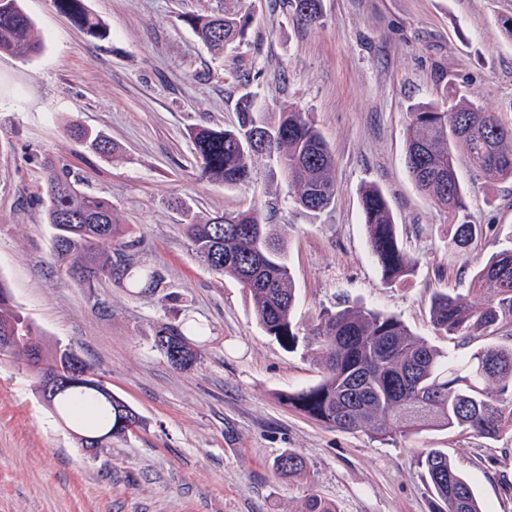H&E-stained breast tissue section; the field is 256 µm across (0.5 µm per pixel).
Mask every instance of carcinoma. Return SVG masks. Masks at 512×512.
<instances>
[{"label":"carcinoma","instance_id":"obj_1","mask_svg":"<svg viewBox=\"0 0 512 512\" xmlns=\"http://www.w3.org/2000/svg\"><path fill=\"white\" fill-rule=\"evenodd\" d=\"M295 12L314 20L321 0H287ZM88 36L100 38L106 27L91 14L84 0H54ZM187 24L208 49L245 38V15H190ZM42 49L35 25L20 0H0V53L28 59ZM442 103L414 107L407 123L405 164L417 190L455 221L466 210V194L456 164L462 149L475 175L487 181L512 179V126L494 113L457 93L443 92ZM239 123L232 128H198L194 132L201 178L214 183L244 184L251 178L256 157L275 154L287 173L292 202L312 212L326 210L336 196V161L307 113L290 109L270 121L256 98L243 96ZM70 135L88 150L111 159L116 147L103 133L77 122ZM265 138L256 151L253 137ZM43 194L45 220L52 250L65 273L89 287L103 279L122 280L144 291L157 285L155 271L126 259L112 203L84 191L66 169L48 162ZM370 251L392 285L410 275L420 259L400 245L397 225L381 191L367 186L360 196ZM192 251L215 275L238 282L249 295L257 325L287 349L303 346L319 373L312 385L280 396L281 402L312 420L343 432H363L377 438L396 433L416 435L428 430H457L495 440L512 431V345L487 344L467 357H453L416 335L399 317L361 306L322 309L307 325L294 322L296 295L285 242L262 221L255 208L224 213L204 223L184 225ZM481 233L478 224L455 225L451 245L466 250ZM429 322L439 336L469 343L495 333L512 332V250L490 256L473 271L464 293L435 292L429 302ZM10 327L27 343L17 346L22 361L28 344L42 347L33 322L20 311L0 279V329ZM207 328L198 322L163 325L155 346L172 367L188 369L201 358ZM84 361L77 350L46 355L45 367L74 368ZM65 415L72 430L124 438L139 425L137 412L115 395L108 396L96 381L76 377L47 401ZM430 493L429 512H486L468 479L448 454L436 449L420 453ZM273 469L281 476L305 473L304 457L283 452ZM301 512H336V504L311 489Z\"/></svg>","mask_w":512,"mask_h":512}]
</instances>
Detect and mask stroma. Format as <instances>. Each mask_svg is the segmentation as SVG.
Returning <instances> with one entry per match:
<instances>
[{
  "label": "stroma",
  "mask_w": 512,
  "mask_h": 512,
  "mask_svg": "<svg viewBox=\"0 0 512 512\" xmlns=\"http://www.w3.org/2000/svg\"><path fill=\"white\" fill-rule=\"evenodd\" d=\"M109 29L87 36L53 0H22L43 41L24 61L0 54V277L45 342L75 345L141 424L97 454L78 448L21 363L0 361V512H299L308 490L337 512H429L419 453L438 448L472 483L487 512H512V434L495 441L430 430L379 441L326 428L279 401L317 381L304 350L287 351L257 326L232 279L213 275L184 233L226 212L260 207L285 240L297 292L294 319L364 305L400 317L448 354L482 347L436 335L428 306L438 289L465 292L473 270L512 247V180L458 171L468 208L486 225L465 252L448 246L447 214L414 187L404 164L412 106L449 85L512 124V0H322L318 19L287 0H85ZM248 16L242 43L212 54L187 16ZM254 94L262 112H307L336 161L326 210L295 207L275 158L243 185L200 179L192 131L237 121ZM77 119L119 153L79 145ZM68 167L86 191L111 200L132 258L159 275L143 291L95 287L57 267L44 222L46 161ZM384 195L412 275L387 285L362 221L360 192ZM182 210H174L172 199ZM209 326L200 361L173 368L154 346L174 320ZM287 449L302 478L274 474Z\"/></svg>",
  "instance_id": "35a3bbf8"
}]
</instances>
